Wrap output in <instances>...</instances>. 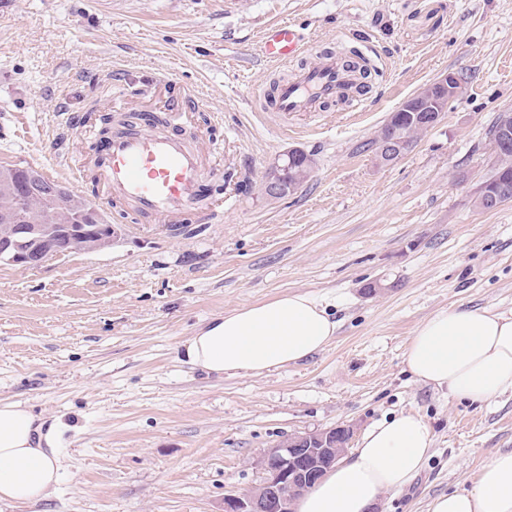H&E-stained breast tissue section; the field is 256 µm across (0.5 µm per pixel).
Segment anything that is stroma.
<instances>
[{
  "instance_id": "obj_1",
  "label": "stroma",
  "mask_w": 512,
  "mask_h": 512,
  "mask_svg": "<svg viewBox=\"0 0 512 512\" xmlns=\"http://www.w3.org/2000/svg\"><path fill=\"white\" fill-rule=\"evenodd\" d=\"M296 24L322 49L367 53L365 106L292 115L294 136L253 93L289 75L259 33ZM455 72L465 93L397 162L368 149L387 117ZM186 113L169 116V101ZM512 110V0H10L0 6V165L25 163L77 197L101 189V115L163 117L205 155L204 194L173 229L104 208L111 247L0 265V402L58 425V491L37 512H224L257 484V458L288 435L420 415L424 468L379 512H428L512 451V392L455 399L417 382L404 352L451 305L512 314V202L474 203L494 162L491 129ZM86 117L85 130L72 128ZM316 166L294 193L262 192L291 148ZM375 294H366L367 285ZM322 299L338 327L326 348L261 376L190 366L183 344L224 311L285 293Z\"/></svg>"
}]
</instances>
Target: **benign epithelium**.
I'll list each match as a JSON object with an SVG mask.
<instances>
[{
	"instance_id": "7a95c632",
	"label": "benign epithelium",
	"mask_w": 512,
	"mask_h": 512,
	"mask_svg": "<svg viewBox=\"0 0 512 512\" xmlns=\"http://www.w3.org/2000/svg\"><path fill=\"white\" fill-rule=\"evenodd\" d=\"M462 90V77L452 72L419 89L388 116L379 130L378 160L393 163L409 149V141L402 135L403 121L415 123L423 132L434 128L443 117V105L459 98ZM492 140L497 161L512 156L511 111L499 114ZM481 190L484 203L492 208L512 200V184L506 180L483 184ZM34 198L51 210L52 223L23 224L14 202L0 207V222L10 225L8 233L0 236V249L15 251V264L37 267L59 254L75 249L99 251L114 242L112 235H97L84 222L83 229L74 231L76 220L87 215L92 223H98L99 211L91 203L52 184L31 189L27 200ZM351 437V427L336 426L297 433L280 441L257 460L263 474L260 483L246 493L225 497L224 512H294L296 496L346 455Z\"/></svg>"
}]
</instances>
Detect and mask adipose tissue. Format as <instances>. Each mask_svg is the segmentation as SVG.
<instances>
[{
	"instance_id": "adipose-tissue-1",
	"label": "adipose tissue",
	"mask_w": 512,
	"mask_h": 512,
	"mask_svg": "<svg viewBox=\"0 0 512 512\" xmlns=\"http://www.w3.org/2000/svg\"><path fill=\"white\" fill-rule=\"evenodd\" d=\"M336 328L319 299L287 293L210 318L187 339L184 355L218 375L260 376L323 350ZM404 362L417 381L458 399L485 402L512 391V316L441 309L415 329ZM52 441L22 403L0 404V503L35 506L56 491L64 463L46 451ZM432 445L430 428L416 414L376 423L350 459L296 500L295 512H371L383 492L412 483ZM429 512H512V451L495 453L471 487L437 496Z\"/></svg>"
}]
</instances>
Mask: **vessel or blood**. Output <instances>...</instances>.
<instances>
[{
	"mask_svg": "<svg viewBox=\"0 0 512 512\" xmlns=\"http://www.w3.org/2000/svg\"><path fill=\"white\" fill-rule=\"evenodd\" d=\"M261 50L268 63L279 66L299 57L304 46L295 26L283 21L264 29ZM356 83V72L342 58L323 51L316 63L299 68L274 90L258 87L255 98L282 116L318 112L337 98L355 96ZM206 174L201 150L178 134L118 133L101 158L99 179L105 191L99 201L125 203L140 217L159 216L173 224L200 206Z\"/></svg>",
	"mask_w": 512,
	"mask_h": 512,
	"instance_id": "1",
	"label": "vessel or blood"
}]
</instances>
